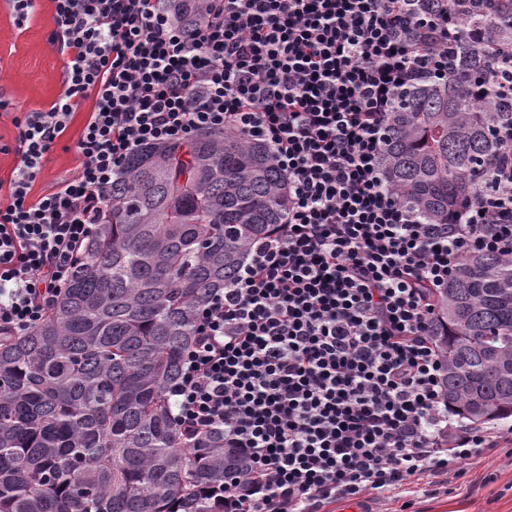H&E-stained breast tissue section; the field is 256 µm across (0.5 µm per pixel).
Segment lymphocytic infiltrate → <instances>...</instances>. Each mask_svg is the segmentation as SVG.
Here are the masks:
<instances>
[{
	"label": "lymphocytic infiltrate",
	"mask_w": 512,
	"mask_h": 512,
	"mask_svg": "<svg viewBox=\"0 0 512 512\" xmlns=\"http://www.w3.org/2000/svg\"><path fill=\"white\" fill-rule=\"evenodd\" d=\"M65 82L14 117L19 162L0 203V335L42 322L112 183L140 148L235 132L282 173V224L201 307L170 389L181 431L236 454L224 512H320L494 447L450 420L435 297L476 250L512 258V172L422 224L389 188V117L448 76L467 28L430 0H54ZM79 170L39 197L43 159L85 101Z\"/></svg>",
	"instance_id": "lymphocytic-infiltrate-1"
}]
</instances>
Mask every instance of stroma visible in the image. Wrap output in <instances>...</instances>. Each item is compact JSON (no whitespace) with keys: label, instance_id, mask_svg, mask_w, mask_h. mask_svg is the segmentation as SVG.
Here are the masks:
<instances>
[{"label":"stroma","instance_id":"1","mask_svg":"<svg viewBox=\"0 0 512 512\" xmlns=\"http://www.w3.org/2000/svg\"><path fill=\"white\" fill-rule=\"evenodd\" d=\"M53 0H35L25 26H17L10 5L0 4V199L18 158L12 149L17 130L13 114L48 109L64 86L63 58L50 40ZM87 111L76 112L66 131L44 158L33 192L41 194L74 174L81 164L77 142ZM378 512H512V443L449 466L407 489L374 498Z\"/></svg>","mask_w":512,"mask_h":512}]
</instances>
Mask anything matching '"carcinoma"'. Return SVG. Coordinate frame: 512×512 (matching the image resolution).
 <instances>
[{"label": "carcinoma", "mask_w": 512, "mask_h": 512, "mask_svg": "<svg viewBox=\"0 0 512 512\" xmlns=\"http://www.w3.org/2000/svg\"><path fill=\"white\" fill-rule=\"evenodd\" d=\"M169 4L180 21L198 9ZM467 28L512 41V0ZM499 68L467 37L448 78L404 91L391 114L389 182L420 223H452L512 161L492 133L512 125V97L478 89ZM287 206L256 139L202 133L128 158L47 318L0 338V512H224L208 497L233 471L224 434L181 435L169 389L200 305ZM436 310L448 406L474 426L512 417V259L467 255Z\"/></svg>", "instance_id": "1"}]
</instances>
